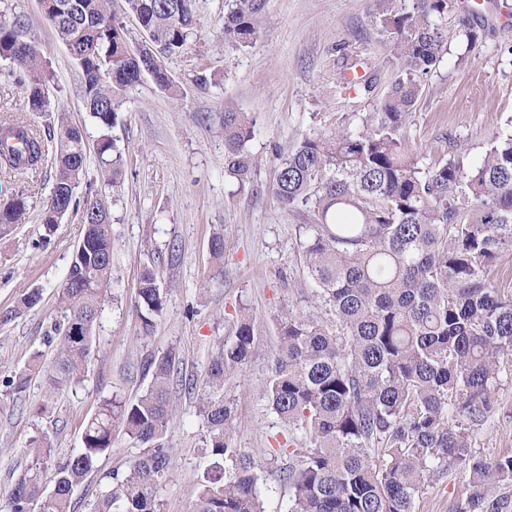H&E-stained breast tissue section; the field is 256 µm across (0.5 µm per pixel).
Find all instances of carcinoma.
Listing matches in <instances>:
<instances>
[{"label":"carcinoma","mask_w":512,"mask_h":512,"mask_svg":"<svg viewBox=\"0 0 512 512\" xmlns=\"http://www.w3.org/2000/svg\"><path fill=\"white\" fill-rule=\"evenodd\" d=\"M49 2L45 17L80 71L86 112L101 131L104 175L117 187L123 159L109 131L141 80L140 57L155 58L149 75L157 86L175 87L162 61L188 49L199 23L195 0H121L148 36L134 50L115 0ZM394 2L374 0L396 67L390 93L361 130L303 136L272 184L280 206L313 212V223L298 225L304 286L324 310L290 311L278 323L264 385L270 408L288 425V441L274 451L282 461L277 477L290 491L288 512H414L426 486L461 466L468 493L458 512H512V450L488 459L463 428L494 414L501 367L512 355V289L491 278L512 256V134L493 136L475 167L455 157L419 164L407 120L418 78L446 49L443 20L453 0H413L412 9L396 12ZM261 7L262 0H231L224 40L248 44ZM21 28L0 22V60L27 76L28 109L46 112L50 71ZM458 34L469 54L483 41L467 15L458 17ZM0 132V236L28 211L12 179L47 163L55 176L33 248L50 244L61 206L81 210L83 234L51 327L60 342L44 384L54 391L84 377L112 276L111 216L92 187L76 198L87 162L83 128L62 119L43 134L5 116ZM252 134L246 113H224L225 172L242 186L254 168L245 150ZM166 301L156 270L144 268L133 303L140 337L154 334ZM254 347L255 318L242 308L235 331L217 341L203 380L184 371L172 350L150 355L147 388L130 401L99 402L83 447L57 469L49 492L41 468L52 442L45 435L30 441L32 464L14 484L9 512H76L74 489L97 473L120 434L139 453L123 472L100 477L88 512H161L158 488L172 461L165 434L182 391L196 398L206 427L192 512H264L255 464L232 445L234 408L224 400V378Z\"/></svg>","instance_id":"carcinoma-1"}]
</instances>
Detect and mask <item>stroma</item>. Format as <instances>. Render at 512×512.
<instances>
[{
	"label": "stroma",
	"mask_w": 512,
	"mask_h": 512,
	"mask_svg": "<svg viewBox=\"0 0 512 512\" xmlns=\"http://www.w3.org/2000/svg\"><path fill=\"white\" fill-rule=\"evenodd\" d=\"M226 0H196L201 27L188 50L165 61L177 87L160 89L151 76L129 92L111 135L124 156L119 187L103 178L100 135L85 109L80 74L47 22L40 0H0V16L18 19L25 37L48 61V111L30 112L16 77L0 60V114L45 128L65 119L83 126L88 180L112 213V279L94 328L82 384L50 393L43 369L56 350L47 339L57 318V291L66 279L82 235L81 214L69 212L50 245L36 250L41 212L54 173L43 169L16 179L29 204L26 223L0 237V512H7L17 477L31 464L26 447L46 435L54 453L44 473L52 485L58 465L79 451L84 423L96 403L117 394L142 393L150 377L147 355L176 351L189 373L203 376L217 338L230 335L236 307L255 318V349L241 372L226 377L224 397L234 405L232 443L251 457L265 512H288L289 491L276 476L268 450L288 428L269 408L263 391L278 344L276 320L300 297L298 227L308 212L279 206L271 193L276 166L301 136L364 116L387 95L395 72L386 35L371 0H264L249 46L224 40ZM484 32L474 59L460 63L465 43L456 14L445 21L447 50L421 80L407 133L422 164L447 157L477 165L491 137L512 131V0H476L469 13ZM206 73L202 91L194 78ZM245 112L254 122L246 144L257 166L239 188L224 171V113ZM224 234V257L210 255L215 232ZM154 264L168 288L164 314L152 337L139 339L132 306L140 274ZM40 289V306L15 314L20 298ZM38 362L27 388L13 394L9 377ZM496 397L500 410L471 427V446L492 457L512 448V375ZM205 427L196 402L180 396L166 432L174 455L158 497L163 512H189L202 472ZM467 492L461 472L425 488L416 512H456Z\"/></svg>",
	"instance_id": "obj_1"
}]
</instances>
